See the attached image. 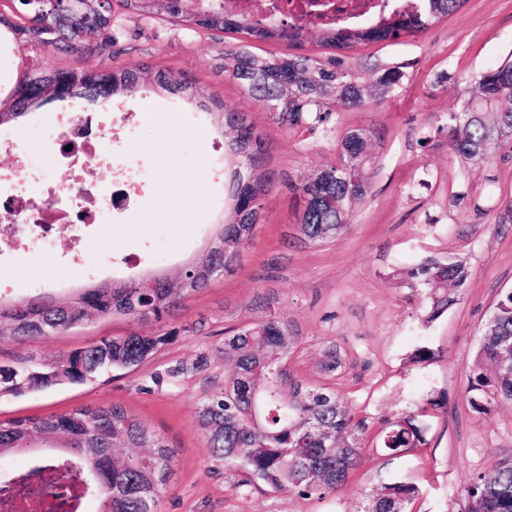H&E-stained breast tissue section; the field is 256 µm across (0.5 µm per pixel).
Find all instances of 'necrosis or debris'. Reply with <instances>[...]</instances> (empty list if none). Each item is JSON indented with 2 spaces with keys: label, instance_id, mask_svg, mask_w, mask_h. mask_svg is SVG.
<instances>
[{
  "label": "necrosis or debris",
  "instance_id": "1",
  "mask_svg": "<svg viewBox=\"0 0 512 512\" xmlns=\"http://www.w3.org/2000/svg\"><path fill=\"white\" fill-rule=\"evenodd\" d=\"M127 120L126 113L116 109L106 114L64 112L55 120L61 143L82 158L80 173L67 191L71 201L68 222L74 231L68 250H83L88 227L110 223L114 214L131 205L135 187H120L112 166L113 135ZM2 150L15 154V175L25 182L27 195L16 198L0 183V256L18 247L34 249L53 243L50 199L57 194V186L17 140L0 137ZM42 481L58 486L60 498L40 497L38 484ZM82 489L76 477L58 470L44 472L36 481L22 476L12 486L0 485V512H72L70 504Z\"/></svg>",
  "mask_w": 512,
  "mask_h": 512
}]
</instances>
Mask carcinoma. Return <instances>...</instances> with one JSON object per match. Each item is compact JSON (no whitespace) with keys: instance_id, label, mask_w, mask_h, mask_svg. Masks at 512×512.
Returning <instances> with one entry per match:
<instances>
[{"instance_id":"obj_1","label":"carcinoma","mask_w":512,"mask_h":512,"mask_svg":"<svg viewBox=\"0 0 512 512\" xmlns=\"http://www.w3.org/2000/svg\"><path fill=\"white\" fill-rule=\"evenodd\" d=\"M466 3L419 0L413 11L374 15L363 24L333 29L299 19L265 23L218 2L198 9L192 0H119V6L130 15L167 16L200 28L246 33L259 41L297 45L312 32H320L323 45L332 51L325 59L263 55L243 48L224 51V72L286 128L303 124L326 128L341 111L382 105L402 84L407 65L377 61L372 66L374 77L366 80L358 75L346 52L361 43L416 35ZM19 8L25 16L0 15V30L20 46L52 44L57 50L77 49L90 55L107 46L112 18L109 3L93 0L86 4L80 17L71 20L70 36L60 35V17L69 15L64 0L48 14L33 12L26 0H19ZM83 74L78 86L70 70L32 69L13 96L12 111L0 112V125L23 116L40 98L58 96L61 90L70 98L97 99L131 91L141 79L124 70H85ZM154 81L173 94H194L189 81L173 80L162 71L154 73ZM223 118L225 125L236 131L228 149L249 163V167L234 171L229 182L235 218L216 234V240L224 242V251L209 250L205 257L184 267L174 283L160 276L91 283L78 291L81 311L49 296L0 301L4 335L16 340L51 336L92 318L115 315L163 324L182 300L214 278L233 274L261 223L260 201L272 189L274 178L253 174L262 163V138L247 113L225 112ZM443 132L448 134L450 151L467 163H481L496 147L512 142L511 60L467 84L459 110L437 128V133ZM383 137L378 129L346 131L337 143L338 161L304 177L297 187L303 200L298 243H325L344 232L351 205L370 195L375 145ZM406 270L424 292L419 306L427 323L448 311L456 301V291L469 277L463 262L444 258L426 257ZM297 339L269 302L261 319L224 331V389L202 402L198 422L208 438L212 460L236 465L245 482L322 498L343 491L361 466L368 424L336 392L313 386L288 368V354ZM172 340L171 335L132 331L71 350L54 363L21 362L16 365L17 385H0V395L85 385L114 370L132 372ZM507 342L512 343V289L500 293L482 327L477 357L468 367L465 398L478 416L512 406V350L505 349ZM438 356V350L422 345L410 360L428 366ZM342 364L340 351L331 345L320 372L333 375ZM447 405L448 397L440 394L426 399L420 409L386 421L376 450L397 458L428 447L429 411ZM32 448H44L73 464L92 488L97 512H158L175 457L164 435L121 404L0 423V456ZM418 495L415 484L391 479L370 495L363 512H405ZM464 499L470 504L467 512H512V458L502 460L490 472L475 474L464 489Z\"/></svg>"}]
</instances>
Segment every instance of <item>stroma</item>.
<instances>
[{
  "label": "stroma",
  "mask_w": 512,
  "mask_h": 512,
  "mask_svg": "<svg viewBox=\"0 0 512 512\" xmlns=\"http://www.w3.org/2000/svg\"><path fill=\"white\" fill-rule=\"evenodd\" d=\"M233 38L185 22L112 14V39L94 57L51 51L50 68L101 72L164 69L188 76L225 110L249 113L264 135L262 172L276 183L263 202L262 220L236 273L216 278L164 324L131 325L114 317L92 319L67 333L25 341L0 340V365L52 362L78 347L124 335L175 331L176 337L132 373L114 371L94 383L62 385L46 392L0 397V421L60 414L77 407L120 404L161 432L175 448L173 475L160 512H364L381 481L403 478L421 496L408 512H462L463 490L474 473L512 457V407L479 417L465 400L467 368L480 331L499 294L512 289V224L498 223L502 200L512 196V144L490 159L466 164L436 129L460 106L466 80L512 58V0H468L458 12L398 43L360 44L359 64L376 60L407 64V77L379 107L340 113L331 129L284 128L254 104L224 72V51ZM452 76L447 89L435 81ZM113 104L138 113L139 121L117 150V172L134 171L139 203L124 218L97 230L80 256L59 251L37 257L20 249L0 263V298L42 293L67 301L89 282L159 274L175 277L199 260L234 202L228 176L237 157L223 144L233 130L186 99L144 83L112 96ZM103 100L41 101L19 119L0 125L37 158L62 187L73 179L52 142L57 113L97 111ZM385 132L372 193L356 203L350 230L336 240L289 247L298 232L300 178L335 163L336 143L353 127ZM470 202L450 206L453 195ZM178 212L180 223L169 220ZM428 256L463 261L469 277L448 312L423 324L420 290L403 271ZM271 296L299 339L288 363L297 376L334 388L357 416L366 418L367 454L347 488L325 497L246 485L236 467L215 466L198 424L206 396L224 386V330L260 316L254 305ZM336 344L345 365L335 376L319 372L325 347ZM421 344L439 349L438 360L409 363ZM447 393L448 408L431 415L429 447L394 460L374 448L386 420L420 406L427 395Z\"/></svg>",
  "instance_id": "1"
}]
</instances>
